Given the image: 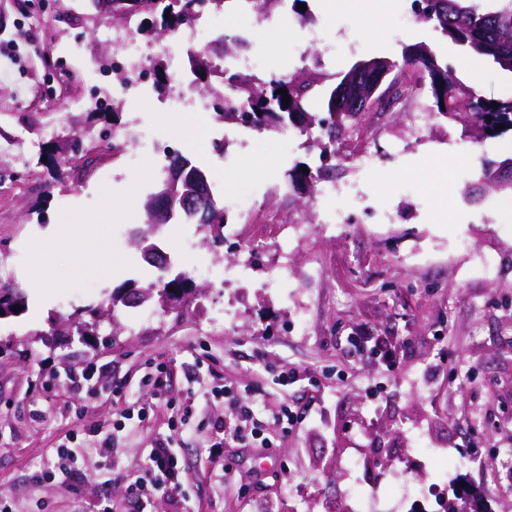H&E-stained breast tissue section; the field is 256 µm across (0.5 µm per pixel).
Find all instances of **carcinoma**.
Returning <instances> with one entry per match:
<instances>
[{
	"instance_id": "carcinoma-1",
	"label": "carcinoma",
	"mask_w": 512,
	"mask_h": 512,
	"mask_svg": "<svg viewBox=\"0 0 512 512\" xmlns=\"http://www.w3.org/2000/svg\"><path fill=\"white\" fill-rule=\"evenodd\" d=\"M482 2L422 0L416 16L420 22L431 25L452 43L512 73V0H495L497 5L492 10L483 9ZM112 3L114 8H121L127 14L150 15L151 24L140 26L139 34L155 36L160 32H172L190 22L197 7L211 4L220 8L224 0H182L180 3L177 0H139L137 7L124 0H112ZM189 61L191 72L197 80L203 73L210 75L217 71L209 51L205 49L192 51ZM361 65L360 61L355 63L337 85L323 92L325 107L320 114L307 110V101L315 86L312 79H272L257 84L227 69L224 71V111L218 113V117L227 124L262 132L293 128L321 146L320 159L326 160L335 156L330 146L357 121L356 112L336 111V93ZM391 66L416 73L414 86L430 89L432 104L428 105V111L461 125L463 136L474 138L476 132L480 131L484 137L493 138L512 131V99L499 100L497 106H492V100L458 78L427 45L417 43L407 46L401 60L391 61ZM282 88L287 89L289 95L290 103L287 105L283 104V95L277 93ZM498 125L503 129L496 130ZM322 170L320 166L316 173L305 174L302 169L295 168L291 174L292 186L298 189L312 187L313 180L321 178ZM480 184L488 190L493 184L497 185L499 191L512 190V158L484 162ZM207 196V209L199 214L187 212L180 200H175L168 220L198 224L216 242L222 243L227 217L213 193L209 191ZM168 283H175L183 290L193 289L190 279L178 274L161 281L159 286L148 285L152 295L147 302L164 307L174 299L176 289L166 287ZM26 302L21 289L9 280L0 279V319L14 315V306L23 307Z\"/></svg>"
}]
</instances>
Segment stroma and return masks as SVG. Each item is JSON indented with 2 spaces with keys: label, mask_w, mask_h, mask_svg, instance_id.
<instances>
[{
  "label": "stroma",
  "mask_w": 512,
  "mask_h": 512,
  "mask_svg": "<svg viewBox=\"0 0 512 512\" xmlns=\"http://www.w3.org/2000/svg\"><path fill=\"white\" fill-rule=\"evenodd\" d=\"M412 0H392L378 34L363 26L370 0H341L324 15L323 0H276L266 14L253 6L214 11L229 56L257 55L249 78H311L336 85L355 62L400 59L411 44L428 45L448 62L461 48L417 22ZM72 24L59 21V0H0V277L26 288L38 273L41 247L54 281L28 295L25 309L0 321V499L13 512H99L112 499L127 512L126 485L141 473L157 438L179 450L183 498L158 493L145 512H350L364 488L378 494L370 512H446L467 492L482 512H512V194L472 200L483 161L512 156V133L479 144L460 125L428 116L414 127L405 110L365 113L356 133L336 143L330 180L343 186L337 203L346 221L324 228L322 183L300 192L290 174L300 162L320 164L312 141L294 132L250 133L223 154L225 124L215 113L166 109L154 92L113 96L117 76L102 80L85 60L67 56L73 39L89 55L112 54L98 30L124 28L127 17L76 0ZM320 29L336 46L321 59L306 42ZM109 98L107 115L78 101ZM194 133L192 149L174 136ZM102 139L84 157L63 144L84 128ZM137 127L201 165L217 197L239 193L249 216L229 212L224 240H208L195 224L165 225L158 237L172 273L195 285L180 310L125 307L88 337L69 326L73 313L105 303L133 281L158 272L132 242L145 226V202L166 159L152 148L113 151ZM51 148L41 166L25 159ZM377 159L361 167L362 152ZM131 214L112 215L113 196ZM88 217L98 249L74 274L55 223ZM314 225L304 242L293 225ZM264 248H254L257 239ZM288 241V277L269 281L273 243ZM252 246L248 278L233 258ZM210 277L196 276L198 266ZM355 336L384 337L393 368ZM91 366L97 394L72 389L65 370ZM300 381L280 385L282 370ZM167 375L152 399L141 378ZM257 396L255 412L271 441L266 448L221 443L202 429L234 422L236 408L219 391ZM285 403L307 412L285 430L273 416ZM148 407L138 423L125 408ZM189 421H182L184 409ZM77 434L83 462L71 485L40 479L57 446ZM113 461L122 481L105 483Z\"/></svg>",
  "instance_id": "stroma-1"
}]
</instances>
